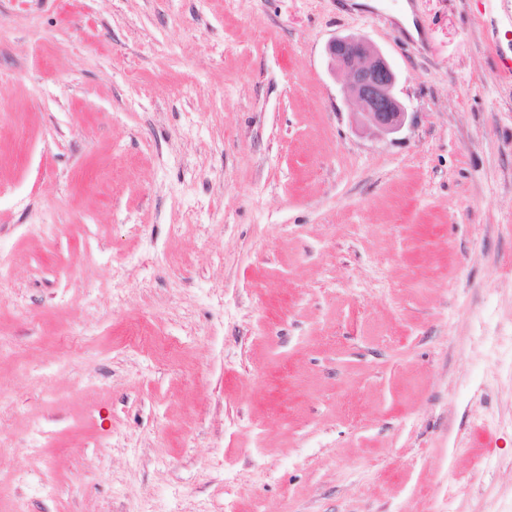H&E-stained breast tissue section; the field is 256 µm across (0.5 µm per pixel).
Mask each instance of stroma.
Returning <instances> with one entry per match:
<instances>
[{
	"label": "stroma",
	"mask_w": 512,
	"mask_h": 512,
	"mask_svg": "<svg viewBox=\"0 0 512 512\" xmlns=\"http://www.w3.org/2000/svg\"><path fill=\"white\" fill-rule=\"evenodd\" d=\"M501 54L512 0H0V512H512ZM325 54L331 72L344 76L341 91L366 124L388 134L400 131L407 112L395 92L398 73L385 54L359 35L334 37Z\"/></svg>",
	"instance_id": "35a3bbf8"
}]
</instances>
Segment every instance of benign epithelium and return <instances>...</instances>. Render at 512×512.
Masks as SVG:
<instances>
[{
	"label": "benign epithelium",
	"mask_w": 512,
	"mask_h": 512,
	"mask_svg": "<svg viewBox=\"0 0 512 512\" xmlns=\"http://www.w3.org/2000/svg\"><path fill=\"white\" fill-rule=\"evenodd\" d=\"M325 54L331 72L344 76L341 91L366 124L388 134L400 131L406 110L396 95L398 73L385 54L359 35L331 39Z\"/></svg>",
	"instance_id": "obj_1"
}]
</instances>
